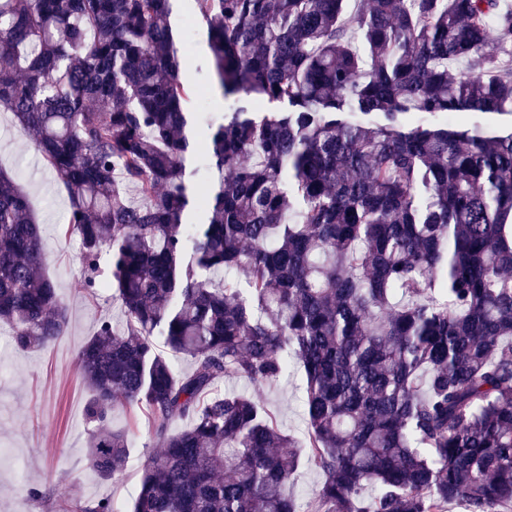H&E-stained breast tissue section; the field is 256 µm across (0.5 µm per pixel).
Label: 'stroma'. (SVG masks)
Returning <instances> with one entry per match:
<instances>
[{"label":"stroma","instance_id":"1","mask_svg":"<svg viewBox=\"0 0 512 512\" xmlns=\"http://www.w3.org/2000/svg\"><path fill=\"white\" fill-rule=\"evenodd\" d=\"M0 165L28 193L42 225L48 255L46 272L68 307L69 326L51 347L19 350L11 336L0 337V512H58L62 498L93 502L111 499L118 512H130L141 465L162 442L141 415L124 407L108 414L112 427L128 431L130 456L124 470L105 481L91 469L88 443L92 426L85 408L90 392L79 372L78 352L101 319L122 325L124 312L103 283L110 277L101 262L95 294L84 289L80 241L64 232L69 195L54 180L13 116L0 112ZM303 375L291 369L277 382L253 387L285 432L302 437L306 424L299 402ZM41 496H32V489Z\"/></svg>","mask_w":512,"mask_h":512}]
</instances>
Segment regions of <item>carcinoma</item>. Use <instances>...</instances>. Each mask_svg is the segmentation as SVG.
Instances as JSON below:
<instances>
[{
	"label": "carcinoma",
	"instance_id": "obj_1",
	"mask_svg": "<svg viewBox=\"0 0 512 512\" xmlns=\"http://www.w3.org/2000/svg\"><path fill=\"white\" fill-rule=\"evenodd\" d=\"M172 2L0 0V109L69 194L86 290L107 255L125 314L79 353L91 466L128 462L120 404L163 443L132 512H512V132L456 122L512 114V3L194 0L234 103L201 133ZM424 114L447 121H399ZM45 266L0 165V329L21 349L69 323ZM294 365L302 440L219 388ZM305 465L323 480L302 509ZM461 123L468 127H478L489 135H506L512 130V114L467 112Z\"/></svg>",
	"mask_w": 512,
	"mask_h": 512
}]
</instances>
